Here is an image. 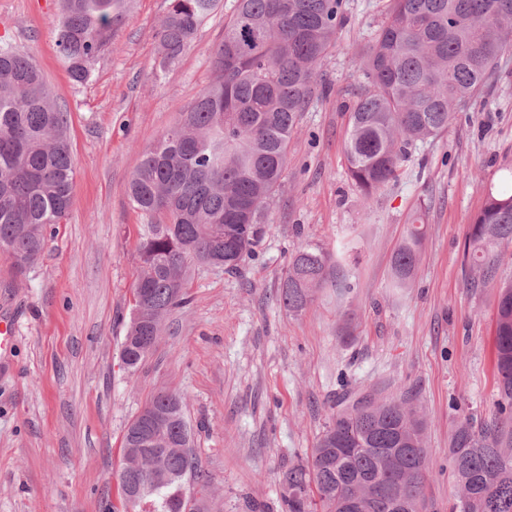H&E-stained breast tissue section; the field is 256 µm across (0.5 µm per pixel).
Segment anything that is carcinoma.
<instances>
[{
    "label": "carcinoma",
    "mask_w": 512,
    "mask_h": 512,
    "mask_svg": "<svg viewBox=\"0 0 512 512\" xmlns=\"http://www.w3.org/2000/svg\"><path fill=\"white\" fill-rule=\"evenodd\" d=\"M216 6L169 0L156 33L161 67L178 59ZM127 8L128 0H61L56 43L72 80L89 78ZM387 13L360 60L367 84L350 113L345 145L349 177L367 199L396 178L416 143L448 130L512 49V0H387ZM347 19L344 0H237L213 54L214 82L144 153L129 181V201L147 223L135 245L132 315L121 343L127 369L148 357L138 337L160 335L142 317L156 323L184 303L192 264L217 256L233 270L260 247L291 134ZM63 125L35 60L0 39V250L18 270L40 255L47 226L60 223L72 204L75 171ZM504 183L469 224L465 262L486 281L496 274L500 248L512 242V172ZM423 237L415 218L392 257L391 287H412ZM347 257V248L333 256L301 246L283 279L284 305L304 310ZM496 355L493 418L479 427L459 421L450 442L460 512H512L511 284L499 294ZM424 431V420L397 398L345 396L311 459L283 471L281 512H353L354 499L360 512H424ZM128 448L139 449L141 460L119 473L124 512H144L128 496L129 483L153 512H192L187 479L202 475L179 393L151 395L126 427ZM158 460L170 477L156 478Z\"/></svg>",
    "instance_id": "cac0c4a2"
}]
</instances>
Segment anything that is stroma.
<instances>
[{
	"mask_svg": "<svg viewBox=\"0 0 512 512\" xmlns=\"http://www.w3.org/2000/svg\"><path fill=\"white\" fill-rule=\"evenodd\" d=\"M386 0H347L339 47L318 70L266 233L237 271L193 266L189 303L162 321L137 370L120 347L132 311L135 244L144 218L127 186L144 153L214 80L212 54L236 0H220L183 55L161 67L156 31L167 0H130L109 51L82 83L56 45L58 0H0V38L31 54L63 112L75 169L72 205L40 257L16 272L0 253V317L14 351L0 363V512H107L119 505L127 423L149 396L179 392L208 480L199 512H279V477L306 460L342 384L400 396L426 422V512H458L448 443L463 416L495 412L496 311L512 282V245L494 280L464 263L469 224L512 171V52L471 109L412 147L398 180L365 198L344 152L359 67ZM425 236L411 288L390 262L413 216ZM355 259L311 305L280 292L303 244Z\"/></svg>",
	"mask_w": 512,
	"mask_h": 512,
	"instance_id": "stroma-1",
	"label": "stroma"
}]
</instances>
